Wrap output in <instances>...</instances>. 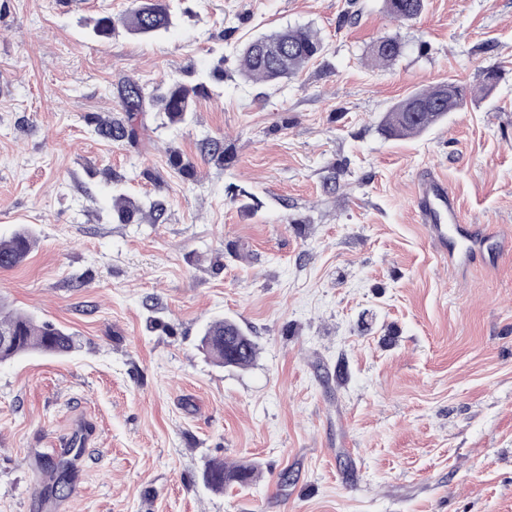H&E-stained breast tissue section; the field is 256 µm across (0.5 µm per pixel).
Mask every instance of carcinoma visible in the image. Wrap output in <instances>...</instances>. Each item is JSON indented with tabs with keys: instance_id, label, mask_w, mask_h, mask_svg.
Masks as SVG:
<instances>
[{
	"instance_id": "obj_1",
	"label": "carcinoma",
	"mask_w": 512,
	"mask_h": 512,
	"mask_svg": "<svg viewBox=\"0 0 512 512\" xmlns=\"http://www.w3.org/2000/svg\"><path fill=\"white\" fill-rule=\"evenodd\" d=\"M388 16L397 21H410L424 9V0H385ZM178 10L176 0H132V6L122 20L124 30L140 38H153L166 33L174 24ZM115 32L112 18L102 16L93 21L90 33L109 39ZM322 50L316 32L309 27H287L259 36L244 44L238 53V65L247 78L276 85L288 79L308 64ZM402 45L395 39H383L373 48V57L389 63L400 55ZM204 88V83L192 87L178 79L149 89L127 81L121 86V101L125 115L97 127L100 136L126 140L134 144L139 139L138 116L150 110L164 115L171 124H187L193 119L191 93ZM469 89L458 82L441 84L421 90L392 105L382 119V130L393 139L418 136L442 122L448 113L460 108ZM164 211L158 201L147 203L122 191L112 194V220L120 224H140L145 219L157 222ZM33 236L27 228L18 229L9 239L0 241V269L21 264L32 249ZM0 336L10 340L0 343V362L29 352L50 356L70 353L75 342L65 329L51 323L39 324L29 315L6 312L0 308ZM199 347L212 362L229 369H245L253 364L258 346L248 330L228 318L217 319L204 326ZM206 485L221 493L229 485L246 486L254 478V466L228 465L222 459L210 460L203 474Z\"/></svg>"
}]
</instances>
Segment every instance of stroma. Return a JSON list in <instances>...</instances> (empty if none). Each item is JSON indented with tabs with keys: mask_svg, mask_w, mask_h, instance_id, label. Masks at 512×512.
Returning <instances> with one entry per match:
<instances>
[{
	"mask_svg": "<svg viewBox=\"0 0 512 512\" xmlns=\"http://www.w3.org/2000/svg\"><path fill=\"white\" fill-rule=\"evenodd\" d=\"M130 5L0 0V238L35 239L0 300L78 343L0 364V512H512V248L440 255L414 205L440 177L468 226L512 241V0H426L403 23L383 0H185L162 36L90 37ZM298 25L316 59L275 86L241 74L240 47ZM385 37L404 51L378 66ZM219 60L191 124L97 135L121 81L192 85ZM449 80L464 109L383 134L394 103ZM116 179L163 218L113 223ZM219 318L250 330L253 365L199 350ZM79 432L55 488L42 475ZM212 458L258 476L212 492Z\"/></svg>",
	"mask_w": 512,
	"mask_h": 512,
	"instance_id": "35a3bbf8",
	"label": "stroma"
}]
</instances>
